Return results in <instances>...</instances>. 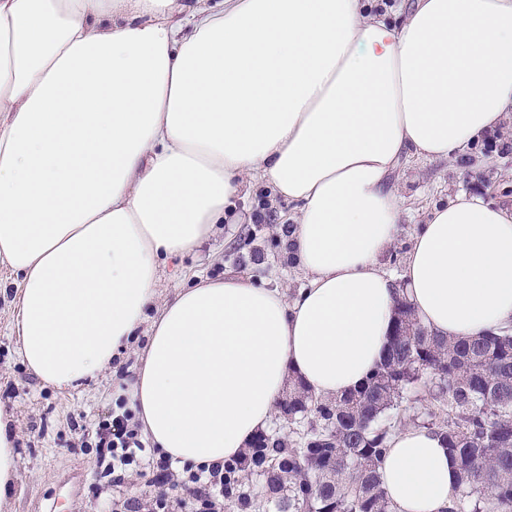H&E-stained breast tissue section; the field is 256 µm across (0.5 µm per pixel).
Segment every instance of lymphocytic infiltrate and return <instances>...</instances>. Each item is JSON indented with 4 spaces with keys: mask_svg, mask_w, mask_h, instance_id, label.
I'll return each instance as SVG.
<instances>
[{
    "mask_svg": "<svg viewBox=\"0 0 512 512\" xmlns=\"http://www.w3.org/2000/svg\"><path fill=\"white\" fill-rule=\"evenodd\" d=\"M82 444H94L96 466L101 477L110 478L112 487H122L132 469L153 474L158 494L145 500L117 498L112 512H224V467L216 464L179 471L171 458L143 440L135 414L126 399H118L111 412L83 428ZM184 477L192 502L174 500L162 493V486L175 477Z\"/></svg>",
    "mask_w": 512,
    "mask_h": 512,
    "instance_id": "f902f5d3",
    "label": "lymphocytic infiltrate"
}]
</instances>
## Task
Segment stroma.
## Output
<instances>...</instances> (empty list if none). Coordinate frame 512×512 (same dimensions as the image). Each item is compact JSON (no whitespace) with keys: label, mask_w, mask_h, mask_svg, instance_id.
<instances>
[{"label":"stroma","mask_w":512,"mask_h":512,"mask_svg":"<svg viewBox=\"0 0 512 512\" xmlns=\"http://www.w3.org/2000/svg\"><path fill=\"white\" fill-rule=\"evenodd\" d=\"M394 185L405 199V211L401 232L383 256L382 265L397 276L413 235L434 205L461 192L512 203V149L481 143L461 164L410 159L402 162ZM262 208L269 209L273 219L258 226L251 216ZM294 210L287 199L271 198L258 185H244L235 213L219 225L214 238L194 252L165 260L161 295H169L177 287H192L200 275L213 279L249 274L295 297L305 278L288 261L277 232ZM15 292L13 278L0 268V407L13 416L20 456L8 512H38L56 496L62 499V512H108L112 492L96 493L95 451L78 447L79 436L72 424L111 410L120 392V377L132 375L136 352L147 341L146 331L137 330L112 371L97 383L60 391L34 377L17 355L12 332Z\"/></svg>","instance_id":"obj_1"}]
</instances>
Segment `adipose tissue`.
Here are the masks:
<instances>
[{
    "label": "adipose tissue",
    "mask_w": 512,
    "mask_h": 512,
    "mask_svg": "<svg viewBox=\"0 0 512 512\" xmlns=\"http://www.w3.org/2000/svg\"><path fill=\"white\" fill-rule=\"evenodd\" d=\"M512 119V0H0V265L42 383L100 380L147 342L128 393L180 463L237 456L289 376L316 395L380 364L399 295L442 337L512 327V208L432 207L400 277L403 159L451 161ZM297 205L295 299L242 274L158 298L163 259L208 241L246 182ZM160 309L146 322L151 304ZM0 409V510L17 479ZM396 512H446L441 436L397 432Z\"/></svg>",
    "instance_id": "ef3b65f1"
}]
</instances>
